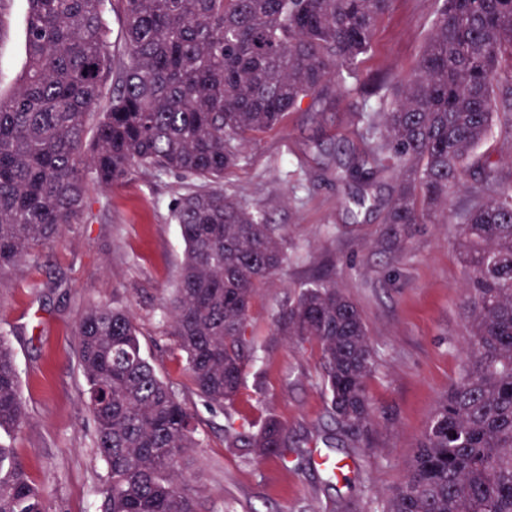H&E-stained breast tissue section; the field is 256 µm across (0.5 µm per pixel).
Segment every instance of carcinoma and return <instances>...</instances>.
<instances>
[{
    "mask_svg": "<svg viewBox=\"0 0 512 512\" xmlns=\"http://www.w3.org/2000/svg\"><path fill=\"white\" fill-rule=\"evenodd\" d=\"M415 69L359 114L368 145L347 170L365 187L397 186L383 223H449L475 148L493 128L512 139V0H437ZM26 69L0 94V280L52 244L86 207L87 173L104 185L181 175L171 207L186 245L169 336L193 393L233 405L259 349L247 335L259 285L287 237L224 193L239 148L322 92L358 81L393 0H26ZM122 22L111 53L107 9ZM108 95L91 140L90 111ZM466 360L437 402L381 512H512V173L486 162L460 214ZM277 331L320 352L336 424L372 423L366 382L376 358L357 306L334 284L299 285L273 314ZM95 447L107 470L101 512H197L181 464L202 445L196 414L145 356L125 310L91 308L77 327ZM26 411L0 336V431ZM227 447L288 464L285 426L229 423ZM0 512H48L12 449L0 444Z\"/></svg>",
    "mask_w": 512,
    "mask_h": 512,
    "instance_id": "obj_1",
    "label": "carcinoma"
}]
</instances>
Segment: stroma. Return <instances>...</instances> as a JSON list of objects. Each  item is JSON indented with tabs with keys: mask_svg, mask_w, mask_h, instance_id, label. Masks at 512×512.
Returning <instances> with one entry per match:
<instances>
[{
	"mask_svg": "<svg viewBox=\"0 0 512 512\" xmlns=\"http://www.w3.org/2000/svg\"><path fill=\"white\" fill-rule=\"evenodd\" d=\"M435 8V0H393L358 63L356 90L328 85L324 120L304 108L288 113L243 145L225 172V191L288 236L282 267L252 305L249 331L260 349L233 407H207L190 392L167 334L165 306L184 253L171 216L180 176L134 168L113 185L89 181L79 222L0 280V333L12 347L28 414L0 441L14 448L48 512H98L106 486L76 338L93 305L135 316L145 354L194 407L204 443L190 451L182 476L199 493V512H375L401 479L408 453L465 361L459 229L391 230L380 210L358 206L355 188L331 172L365 152L359 114L380 86L416 66ZM27 21L25 0L0 8L2 91L26 64ZM317 277L356 304L378 350L367 381L375 422L364 432L331 429L316 345L290 341L272 324L273 309L289 292ZM270 416L286 425L300 456L284 465L227 448V424L257 426ZM319 453L344 464L343 474L327 476Z\"/></svg>",
	"mask_w": 512,
	"mask_h": 512,
	"instance_id": "1",
	"label": "stroma"
}]
</instances>
